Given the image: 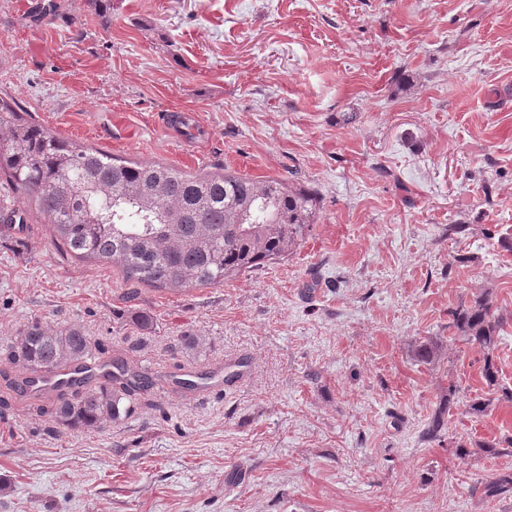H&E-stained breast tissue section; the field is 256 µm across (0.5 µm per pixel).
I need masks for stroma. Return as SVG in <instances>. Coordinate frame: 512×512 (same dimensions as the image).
<instances>
[{
  "mask_svg": "<svg viewBox=\"0 0 512 512\" xmlns=\"http://www.w3.org/2000/svg\"><path fill=\"white\" fill-rule=\"evenodd\" d=\"M43 2L0 0V93L45 128L317 206L287 257L185 291L0 223V375H22L3 352L38 320L152 379L117 421L64 432L0 383V512H512L474 489L512 452L455 454L512 436V404L466 416L483 354L448 331L491 291L512 387V111L493 103L512 0Z\"/></svg>",
  "mask_w": 512,
  "mask_h": 512,
  "instance_id": "stroma-1",
  "label": "stroma"
}]
</instances>
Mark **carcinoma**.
Returning a JSON list of instances; mask_svg holds the SVG:
<instances>
[{
	"instance_id": "cac0c4a2",
	"label": "carcinoma",
	"mask_w": 512,
	"mask_h": 512,
	"mask_svg": "<svg viewBox=\"0 0 512 512\" xmlns=\"http://www.w3.org/2000/svg\"><path fill=\"white\" fill-rule=\"evenodd\" d=\"M0 177L18 207L0 212V223H24L34 209L54 243L70 256L107 261L133 284L182 290L216 286L261 264L287 256L314 223V199L280 179L256 180L224 171L196 173L161 163L109 156L54 134L0 97ZM503 319L490 293L475 295L450 313L454 339L483 352L480 378L493 395L472 398L468 415L480 418L499 403L512 404V389L499 387L494 350ZM91 339L78 328L29 325L10 346L27 373L79 363ZM104 384L83 382L53 399L52 414L65 429L99 428L126 412L124 400L149 386V378L112 360ZM487 498L512 496V469L477 481Z\"/></svg>"
}]
</instances>
